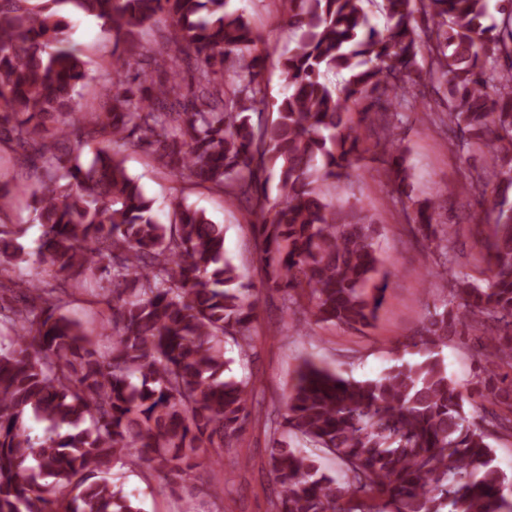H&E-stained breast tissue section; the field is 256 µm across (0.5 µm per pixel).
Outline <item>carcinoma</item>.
<instances>
[{"label":"carcinoma","instance_id":"obj_1","mask_svg":"<svg viewBox=\"0 0 512 512\" xmlns=\"http://www.w3.org/2000/svg\"><path fill=\"white\" fill-rule=\"evenodd\" d=\"M229 2L0 0V144L33 169L22 191L40 230L26 250L7 223L12 191L0 186V266L19 270L35 255L51 271L0 278L1 293L22 296L0 318V512H143L109 479L114 464L133 449L163 479L188 477L203 459L220 464L251 415L253 385L227 376V353L251 349L259 290L224 256V228L204 211L174 201L157 215L120 149L246 205L261 287L286 305L306 299L317 326L358 330L377 317L387 264L375 222L330 203L324 185L352 176L360 129L378 121L388 180L405 193L411 168L386 117L409 96L439 107L421 125L485 140L466 191L506 184L487 213L489 276L482 286L457 279L452 300L402 343L412 358L375 377L301 364L272 433V512H512V476L490 444L512 433V0H499L492 26L488 0H280L294 40L277 59L283 92L271 122L262 120L269 48ZM70 10L98 19L113 42L100 101L78 127L70 116L90 74ZM161 16L165 40L127 57ZM149 70L164 79L148 80ZM342 71L343 82L328 80ZM72 134L75 148L59 152ZM409 202V226L433 254L452 230L436 223L443 200ZM99 277L112 285L103 350L67 310ZM465 336L482 340L469 391L438 357Z\"/></svg>","mask_w":512,"mask_h":512}]
</instances>
